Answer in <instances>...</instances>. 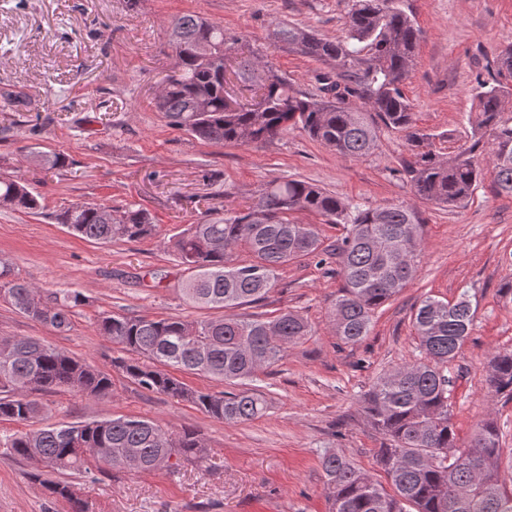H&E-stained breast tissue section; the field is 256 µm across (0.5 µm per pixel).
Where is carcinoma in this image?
<instances>
[{
    "label": "carcinoma",
    "instance_id": "1",
    "mask_svg": "<svg viewBox=\"0 0 512 512\" xmlns=\"http://www.w3.org/2000/svg\"><path fill=\"white\" fill-rule=\"evenodd\" d=\"M275 42L333 69L316 75L320 94L306 96L269 68L261 85L260 111L225 104V73L235 63L238 81L253 85L257 62L236 52L241 38L196 14L172 21L169 38L175 65L155 102L167 123L206 144L261 145L290 128L344 158H361L375 146L381 129L404 134L412 151L406 165L415 198L439 206L469 199L486 174L498 192L512 195V118H504L512 85L481 80L475 92L481 121L470 144L444 161L420 150L424 135L401 89L413 62L419 30L393 0H352L346 35L320 38L291 24H279ZM486 156L481 166L475 156ZM30 163L45 172L66 165L60 153L30 152ZM0 207L34 213L38 195L28 180L0 178ZM305 211L342 224L336 239V275L343 281L332 309L336 337L347 345L370 335L375 311L415 278L422 229L412 204L363 208L350 205L301 179H273L238 208L191 224L172 240L184 272L180 292L188 304L222 315L202 320L181 316H105L98 331L121 355L112 368L148 392L193 403L210 418L247 423L268 409L263 392L247 388L256 374L283 359L288 347L312 335L308 320L284 310L275 316L242 317L231 310L263 301L290 262L329 253L315 224L289 219ZM77 236L101 244L142 241L158 235L151 213L136 206L112 209L75 202L54 215ZM243 251L249 259L237 262ZM0 300L57 333L71 328L72 309L85 304L78 290L44 291L11 278L0 262ZM476 308L466 294L454 302L424 296L411 318L424 359L398 367L374 382L363 411L385 439L377 461L392 486L387 491L354 462L334 451L320 465L330 512H512V488L501 475V431L484 421L461 448L449 412L450 380L442 366L456 357L470 335ZM200 375L241 385L235 392L198 390L182 375ZM489 394L512 397V351L490 362ZM66 389L98 400L112 393L109 373L54 346L26 336H0V420L29 422L48 413L45 393ZM206 440L196 429L168 432L158 422L119 416L89 422L48 423L20 432L0 451L32 460L29 480L53 499L83 512L69 474L108 475L114 468L152 472L203 457Z\"/></svg>",
    "mask_w": 512,
    "mask_h": 512
}]
</instances>
